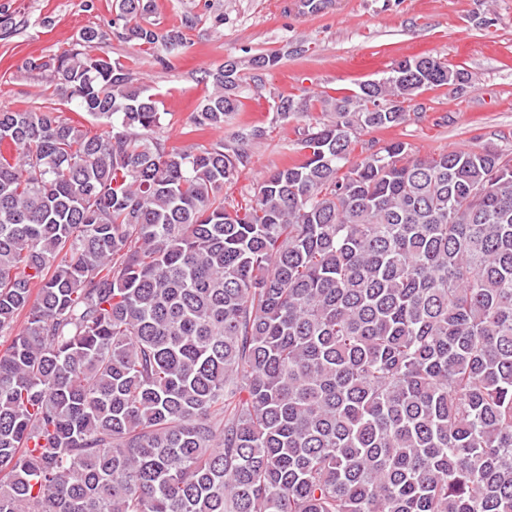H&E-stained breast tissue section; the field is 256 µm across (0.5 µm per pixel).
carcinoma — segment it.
<instances>
[{"label":"carcinoma","mask_w":512,"mask_h":512,"mask_svg":"<svg viewBox=\"0 0 512 512\" xmlns=\"http://www.w3.org/2000/svg\"><path fill=\"white\" fill-rule=\"evenodd\" d=\"M152 3L112 28L176 57ZM106 40L24 68L107 130L0 112V512H512V148L350 160L472 74L414 56L278 97L299 158L242 204L267 128L168 145ZM208 77L192 122L222 131L240 61Z\"/></svg>","instance_id":"1"}]
</instances>
